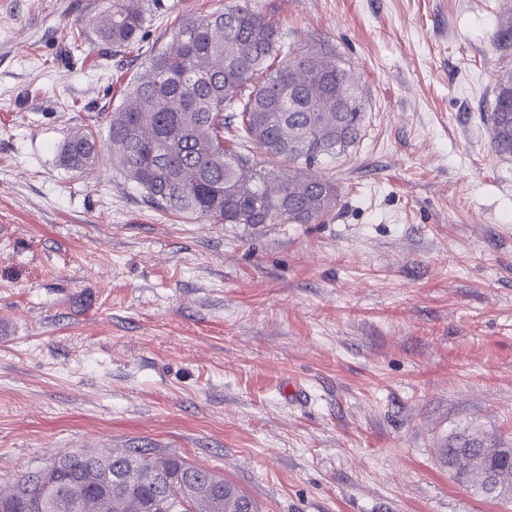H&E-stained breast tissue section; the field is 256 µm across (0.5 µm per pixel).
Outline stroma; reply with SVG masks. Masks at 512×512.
<instances>
[{
  "label": "stroma",
  "mask_w": 512,
  "mask_h": 512,
  "mask_svg": "<svg viewBox=\"0 0 512 512\" xmlns=\"http://www.w3.org/2000/svg\"><path fill=\"white\" fill-rule=\"evenodd\" d=\"M96 37L111 0H0V487L73 450L174 454L260 512H512L442 450L512 447V159L486 120L506 0H253L297 50H333L366 130L312 174L320 224L159 210L101 157L107 117L181 18ZM100 147L93 132L78 128L63 144V162L70 168L86 171L94 168L98 161ZM488 454L487 448H482V446L473 441L472 439H467L465 437H460L456 439L454 443H452L448 448H445L444 456L448 463V470H450L455 478V480L466 487L470 488L475 494L479 496H483L486 498H491L495 500H500L503 498H512V490L508 484L506 486L500 487L496 492L491 493V489L486 488V479L481 484H476L473 480H477L478 475H473V480L469 476V474L462 470L459 466V460L466 456H486Z\"/></svg>",
  "instance_id": "stroma-1"
}]
</instances>
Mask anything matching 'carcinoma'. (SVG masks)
<instances>
[{
    "label": "carcinoma",
    "mask_w": 512,
    "mask_h": 512,
    "mask_svg": "<svg viewBox=\"0 0 512 512\" xmlns=\"http://www.w3.org/2000/svg\"><path fill=\"white\" fill-rule=\"evenodd\" d=\"M147 0H112L97 38L119 51L139 41ZM362 93L332 51L299 52L254 9L236 0L222 11L181 19L172 44L144 63L112 108L113 164L161 210L217 224H318L337 203L336 184L307 176L365 131ZM488 121L492 150L512 158V71L500 76ZM96 136L75 130L63 144L70 168H94ZM455 480L500 500L459 466L487 457L490 472L512 474V448L493 454L461 437L444 451ZM3 512H259L234 484L181 457L65 452L18 476Z\"/></svg>",
    "instance_id": "carcinoma-1"
}]
</instances>
